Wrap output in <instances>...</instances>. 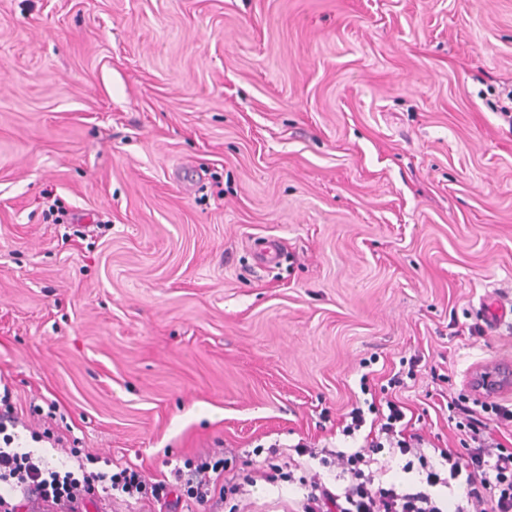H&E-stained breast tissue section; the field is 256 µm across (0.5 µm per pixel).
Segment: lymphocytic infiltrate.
Listing matches in <instances>:
<instances>
[{"instance_id": "lymphocytic-infiltrate-1", "label": "lymphocytic infiltrate", "mask_w": 512, "mask_h": 512, "mask_svg": "<svg viewBox=\"0 0 512 512\" xmlns=\"http://www.w3.org/2000/svg\"><path fill=\"white\" fill-rule=\"evenodd\" d=\"M366 400L354 403L345 414L341 432L351 437L367 431L369 439L359 448H317L305 443L294 447L295 458L273 466L267 481L299 479L306 492L301 512H512V448L492 434V423L511 422L512 409L485 394L460 395L448 400V418L459 432V449L428 452L422 435L409 431L407 406L397 398L377 404L371 388L361 383ZM11 392L0 393V484L33 490L52 506L65 508L96 495L99 484L128 497H168L166 481L148 480L141 467L125 464L112 473L82 470L61 472L43 459L15 447L11 427L19 419ZM400 456L404 472H418V479L386 483L380 478V456ZM338 469L342 482L330 486L318 473L303 470V458ZM218 462L208 457L185 460L173 470L184 483L188 500L203 505L210 501L212 474Z\"/></svg>"}]
</instances>
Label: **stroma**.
Masks as SVG:
<instances>
[{
  "label": "stroma",
  "instance_id": "obj_1",
  "mask_svg": "<svg viewBox=\"0 0 512 512\" xmlns=\"http://www.w3.org/2000/svg\"><path fill=\"white\" fill-rule=\"evenodd\" d=\"M505 86L512 0H0V379L24 446L152 478L346 448L361 376L380 391L418 356L396 394L458 447L449 397L512 364V329L469 333L512 304Z\"/></svg>",
  "mask_w": 512,
  "mask_h": 512
}]
</instances>
